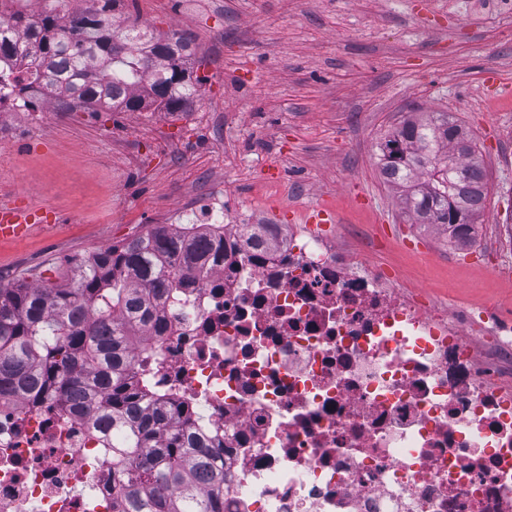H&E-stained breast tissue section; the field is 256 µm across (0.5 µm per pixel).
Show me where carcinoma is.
I'll return each mask as SVG.
<instances>
[{"mask_svg": "<svg viewBox=\"0 0 512 512\" xmlns=\"http://www.w3.org/2000/svg\"><path fill=\"white\" fill-rule=\"evenodd\" d=\"M78 12L46 9L0 17V102L28 107L58 99L69 108L184 112L199 94L188 77L192 40L164 39L144 24L114 26L119 0H87ZM35 30L13 42L6 29ZM388 182L405 192L417 224H440L457 242L475 231L487 181L477 144L448 112L404 120L379 145ZM260 225H244L248 250ZM224 263L207 225L187 235L159 224L75 265L58 287H0V399L35 408L52 399L112 436L113 512H224V461L200 440L193 407L153 391L136 368L139 332L158 321L160 301L192 286L174 272Z\"/></svg>", "mask_w": 512, "mask_h": 512, "instance_id": "cac0c4a2", "label": "carcinoma"}]
</instances>
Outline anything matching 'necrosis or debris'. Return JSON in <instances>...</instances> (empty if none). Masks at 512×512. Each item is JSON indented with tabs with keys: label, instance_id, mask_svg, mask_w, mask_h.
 Listing matches in <instances>:
<instances>
[{
	"label": "necrosis or debris",
	"instance_id": "1",
	"mask_svg": "<svg viewBox=\"0 0 512 512\" xmlns=\"http://www.w3.org/2000/svg\"><path fill=\"white\" fill-rule=\"evenodd\" d=\"M226 242L251 213L195 206ZM193 273L143 330L159 392L224 445V512H512V328L406 291L305 224ZM0 512H112V451L55 403L0 400Z\"/></svg>",
	"mask_w": 512,
	"mask_h": 512
}]
</instances>
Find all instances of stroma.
<instances>
[{"label": "stroma", "instance_id": "obj_1", "mask_svg": "<svg viewBox=\"0 0 512 512\" xmlns=\"http://www.w3.org/2000/svg\"><path fill=\"white\" fill-rule=\"evenodd\" d=\"M123 0L121 16L191 36L202 65L186 112H18L0 146V200L45 227L0 241V286L64 283L73 261L186 219L216 189L274 224L327 204L340 244L372 242L437 301L493 303L512 320V280L458 259L440 227L415 224L384 178L378 144L407 118L454 113L475 139L488 195L474 244L493 250L512 216V28L442 0ZM496 83H489L488 74Z\"/></svg>", "mask_w": 512, "mask_h": 512}]
</instances>
